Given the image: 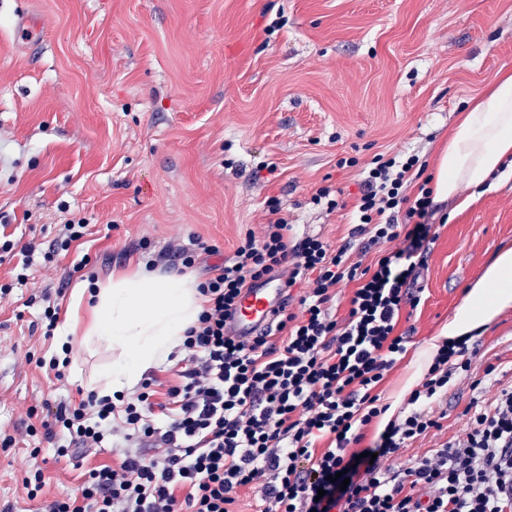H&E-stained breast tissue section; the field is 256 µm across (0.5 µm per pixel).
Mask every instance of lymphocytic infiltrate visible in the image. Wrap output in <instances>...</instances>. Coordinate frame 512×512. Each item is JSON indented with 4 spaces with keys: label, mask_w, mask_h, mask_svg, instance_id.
<instances>
[{
    "label": "lymphocytic infiltrate",
    "mask_w": 512,
    "mask_h": 512,
    "mask_svg": "<svg viewBox=\"0 0 512 512\" xmlns=\"http://www.w3.org/2000/svg\"><path fill=\"white\" fill-rule=\"evenodd\" d=\"M417 163L376 158L359 185L351 234L390 247L373 264L354 261L345 245L295 240L278 218L209 266L198 284L204 309L186 332L185 367L165 403L149 380L121 407L94 393L60 406L45 428L60 458L111 447L117 435L151 445L155 456L128 453L89 470L80 494L47 501L44 512H234L248 486L260 492L258 512H512V387L471 412L465 437L390 464L409 441L441 429L448 385L472 367L466 341L442 344L372 457L355 451L387 409L378 388L406 351L397 325L403 307L420 303L409 285L435 237L431 191L414 183ZM271 278L305 283L299 312H276L275 335L239 339L229 319L243 291ZM342 283L354 290L339 318L330 304ZM340 471L347 487L332 480Z\"/></svg>",
    "instance_id": "1"
}]
</instances>
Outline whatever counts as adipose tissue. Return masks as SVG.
Returning a JSON list of instances; mask_svg holds the SVG:
<instances>
[{
    "mask_svg": "<svg viewBox=\"0 0 512 512\" xmlns=\"http://www.w3.org/2000/svg\"><path fill=\"white\" fill-rule=\"evenodd\" d=\"M512 167V73L503 75L489 94L464 112L432 179L434 200L458 198L470 206L503 166ZM469 188L461 196V188ZM90 319L82 342L111 353L92 382L98 395L130 391L152 369L162 366L198 319L204 298L191 276L136 268L97 281L89 296ZM512 308V246L503 247L468 289L462 303L432 339L436 353L443 340L472 338Z\"/></svg>",
    "mask_w": 512,
    "mask_h": 512,
    "instance_id": "ef3b65f1",
    "label": "adipose tissue"
}]
</instances>
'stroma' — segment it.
<instances>
[{
	"label": "stroma",
	"instance_id": "35a3bbf8",
	"mask_svg": "<svg viewBox=\"0 0 512 512\" xmlns=\"http://www.w3.org/2000/svg\"><path fill=\"white\" fill-rule=\"evenodd\" d=\"M24 11L45 33L39 50L14 35ZM506 71L512 0H0V244L14 245L0 258V287L11 289L0 298V512H41L129 449L118 438L57 461L40 430L58 405L89 393L110 358L64 341L68 324L86 318L73 306L82 257L101 279L196 237L218 247L217 263L260 233L273 200L297 237L343 245L349 212L313 205L316 190L353 201L379 154L417 155L429 178L460 113ZM351 157L356 166L338 167ZM435 208L421 302L400 319L410 340L380 387L385 399L512 245V175L493 177L468 208L453 198ZM81 217L91 223L82 245L45 261L59 224ZM45 292L58 307L50 337L37 302ZM64 344L71 363L58 379L37 361ZM470 344L478 355L448 387L441 431L402 458L463 437L468 407L512 384V309ZM37 466L46 486L31 500L23 479Z\"/></svg>",
	"mask_w": 512,
	"mask_h": 512
}]
</instances>
